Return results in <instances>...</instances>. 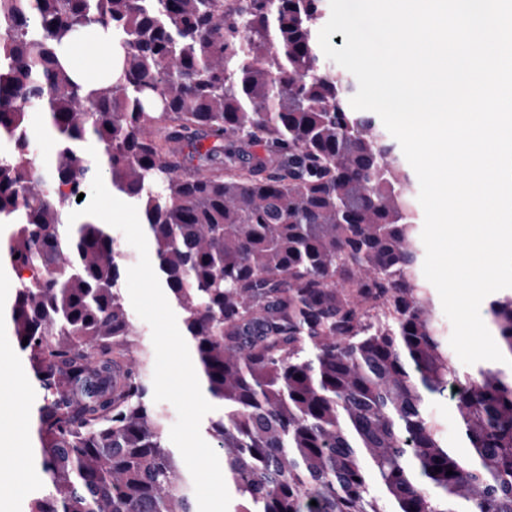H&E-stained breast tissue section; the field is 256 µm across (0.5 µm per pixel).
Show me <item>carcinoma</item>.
<instances>
[{
    "label": "carcinoma",
    "mask_w": 512,
    "mask_h": 512,
    "mask_svg": "<svg viewBox=\"0 0 512 512\" xmlns=\"http://www.w3.org/2000/svg\"><path fill=\"white\" fill-rule=\"evenodd\" d=\"M322 19V0H0V261L29 273L9 321L46 476L27 512H195L112 227L68 225L98 169L139 206L221 410L203 431L229 512H512V372L452 364L410 170L323 62ZM99 29L119 64L78 81L64 57ZM487 314L512 358V295ZM454 386L466 462L426 407ZM29 126L33 146L38 158H40L42 162L50 164L56 150L54 133L44 124L41 116L35 109L31 111ZM424 258H425V252H424V256H423V259H422V262H421V266H420V276H421L422 280L430 287V290L432 292L434 303H435V306H436V309H437V312H438V315H439V318H440V322H441V325H442V328H443V336H445V341H446L447 346H448V353H449V356L451 357L452 362L454 363V365L460 371H465V372H470L472 369H474L479 364L489 365V366H499V367L505 368L506 364L501 363V362H495V361H479V362H477L475 364H472V365H465V364H463L460 361V359L458 358L457 354L455 353V351L451 348V346L449 344V339H450V336H451V333H452V325H451L450 321L446 318V316L443 313V309H442V305H441V300H440L439 294H438L437 290L435 289V287L431 283H429L425 279V277L423 275V262H424Z\"/></svg>",
    "instance_id": "obj_1"
}]
</instances>
